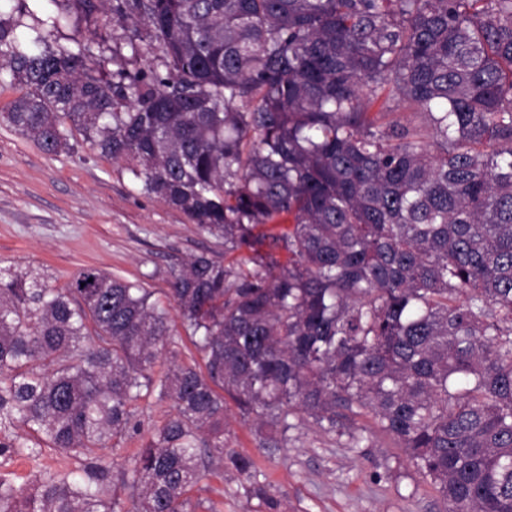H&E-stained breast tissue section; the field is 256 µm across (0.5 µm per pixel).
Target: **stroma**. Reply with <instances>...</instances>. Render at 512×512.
Here are the masks:
<instances>
[{"instance_id":"stroma-1","label":"stroma","mask_w":512,"mask_h":512,"mask_svg":"<svg viewBox=\"0 0 512 512\" xmlns=\"http://www.w3.org/2000/svg\"><path fill=\"white\" fill-rule=\"evenodd\" d=\"M200 254L227 264L241 257L145 195L126 162L101 158L81 135L48 155L0 118V268H33L61 287L92 266L140 282L162 300L168 270ZM132 411L139 427L115 457L119 471L131 468L172 403L143 398ZM293 422L287 444L272 454L238 408L230 409L224 432L230 448L254 460L257 480L280 499L281 512H443L439 495L386 436L354 448L350 428L328 433L302 414ZM244 485L233 470H210L192 496L217 512H256Z\"/></svg>"}]
</instances>
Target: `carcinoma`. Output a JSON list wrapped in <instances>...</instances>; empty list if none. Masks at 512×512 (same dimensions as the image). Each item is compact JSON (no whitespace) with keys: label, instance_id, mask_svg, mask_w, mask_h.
<instances>
[{"label":"carcinoma","instance_id":"1","mask_svg":"<svg viewBox=\"0 0 512 512\" xmlns=\"http://www.w3.org/2000/svg\"><path fill=\"white\" fill-rule=\"evenodd\" d=\"M12 2L10 126L47 154L78 132L250 255L168 271L202 367L138 282L0 269V458L84 461L28 489L0 474V512H213L189 492L226 460L277 512L226 445L230 401L272 452L294 414L326 432L368 416L446 512H512V0ZM71 18L109 30L98 52L52 40ZM152 394L174 414L116 475Z\"/></svg>","mask_w":512,"mask_h":512}]
</instances>
